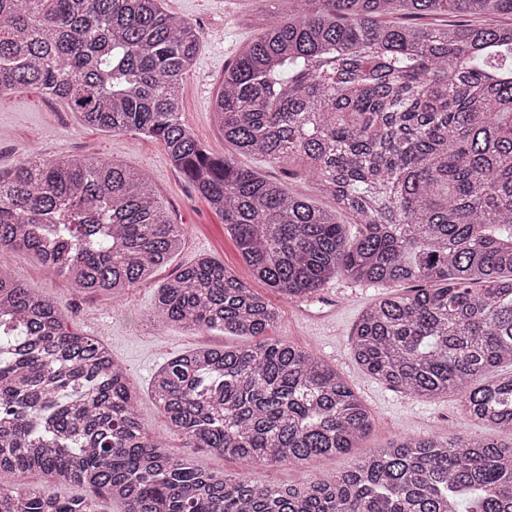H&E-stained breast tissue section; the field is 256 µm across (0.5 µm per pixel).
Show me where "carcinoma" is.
Listing matches in <instances>:
<instances>
[{
  "label": "carcinoma",
  "mask_w": 512,
  "mask_h": 512,
  "mask_svg": "<svg viewBox=\"0 0 512 512\" xmlns=\"http://www.w3.org/2000/svg\"><path fill=\"white\" fill-rule=\"evenodd\" d=\"M292 2L293 20L224 68L214 112L238 153L304 158L317 192L356 217L354 237L193 136L180 99L201 32L161 0H0V92L35 86L88 125L161 141L254 276L290 300L338 273L411 285L362 312L358 364L415 398L453 394L512 435V26L423 22L512 16V0ZM184 233L147 175L113 159L27 152L0 176V254L24 250L87 291L137 287ZM154 310L252 338L192 349L150 380L173 431L243 472L198 469L149 438L111 351L0 265V512H97L92 497L9 484L26 472L124 512H512V441L462 435L395 436L304 487L253 482L256 464L349 453L370 411L336 366L265 338L276 312L214 259L177 269ZM18 488L46 487L61 497H93L97 502L99 512H124L123 504L118 500H112L108 495L96 496L89 487L77 484L52 485L49 479L40 473H25L17 478Z\"/></svg>",
  "instance_id": "carcinoma-1"
}]
</instances>
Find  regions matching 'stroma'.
<instances>
[{"label":"stroma","instance_id":"1","mask_svg":"<svg viewBox=\"0 0 512 512\" xmlns=\"http://www.w3.org/2000/svg\"><path fill=\"white\" fill-rule=\"evenodd\" d=\"M162 6L202 34L197 58L184 80L181 119L214 154H232L212 111L224 68L269 22L284 21L292 15L291 0H162ZM28 151L47 157L70 154L115 159L138 169L148 176L175 221L185 227L172 264L154 271L138 287L117 298L87 292L47 273L27 252L10 251L0 256L15 279L63 309L72 329L98 336L107 344L138 395V414L148 435L166 443L176 456L218 475L243 471L261 484L303 485L314 470L346 469L364 451L385 444L399 433L442 438L451 434L493 436V429L476 424L460 411L456 397L429 401L395 392L357 363L351 337L361 313L383 296L402 292L401 284L368 286L339 274L321 287L314 301L283 298L254 276L221 215L170 166L162 143L133 132L88 127L63 102L35 87L0 95V172H8ZM237 161L284 182L289 191L313 199L316 205L327 209L334 206L331 199L315 194L301 160L271 165L241 154ZM203 255L223 263L269 301L278 315L270 338L311 349L335 364L374 417L373 429L360 448L323 459L313 469L275 463L244 470L210 449L187 447L184 438L170 430L148 391L154 371L188 350L240 342L239 337L216 331L192 333L152 315L158 288L177 267Z\"/></svg>","mask_w":512,"mask_h":512}]
</instances>
